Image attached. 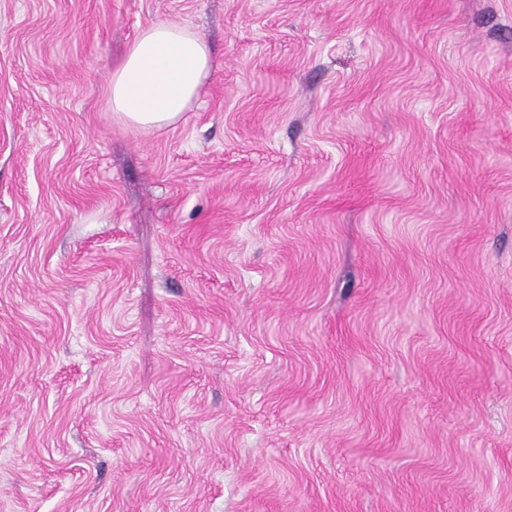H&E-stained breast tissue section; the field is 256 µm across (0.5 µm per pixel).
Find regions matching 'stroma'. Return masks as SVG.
I'll use <instances>...</instances> for the list:
<instances>
[{
  "label": "stroma",
  "instance_id": "stroma-1",
  "mask_svg": "<svg viewBox=\"0 0 512 512\" xmlns=\"http://www.w3.org/2000/svg\"><path fill=\"white\" fill-rule=\"evenodd\" d=\"M0 512H512V0H0ZM212 70L199 37L172 22L146 26L108 79L109 105L126 123L145 129L176 124Z\"/></svg>",
  "mask_w": 512,
  "mask_h": 512
}]
</instances>
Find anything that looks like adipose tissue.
I'll return each instance as SVG.
<instances>
[{"mask_svg": "<svg viewBox=\"0 0 512 512\" xmlns=\"http://www.w3.org/2000/svg\"><path fill=\"white\" fill-rule=\"evenodd\" d=\"M212 70L199 37L172 22L146 26L108 79L109 105L126 123L145 129L176 124Z\"/></svg>", "mask_w": 512, "mask_h": 512, "instance_id": "obj_1", "label": "adipose tissue"}]
</instances>
